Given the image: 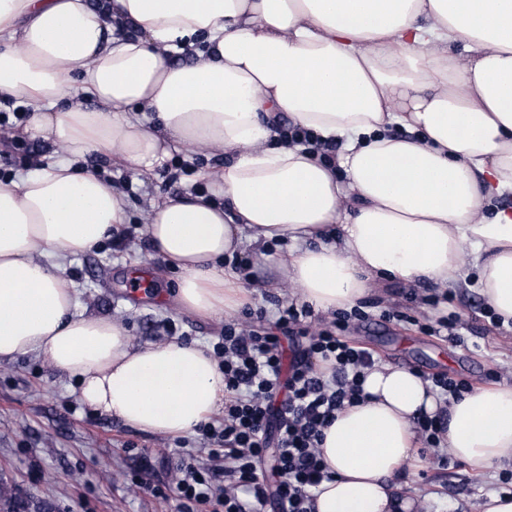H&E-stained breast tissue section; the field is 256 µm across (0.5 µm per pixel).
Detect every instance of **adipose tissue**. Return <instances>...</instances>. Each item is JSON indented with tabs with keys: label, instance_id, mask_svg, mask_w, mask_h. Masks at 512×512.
<instances>
[{
	"label": "adipose tissue",
	"instance_id": "obj_1",
	"mask_svg": "<svg viewBox=\"0 0 512 512\" xmlns=\"http://www.w3.org/2000/svg\"><path fill=\"white\" fill-rule=\"evenodd\" d=\"M183 52L195 63L169 62ZM0 93L30 103L29 139L68 153L0 183V365L42 357L137 431L192 432L223 407L224 375L201 345L137 347L80 309L67 257L126 221L123 194L79 165L93 152L150 173L184 145L223 149L206 192L150 206L147 234L181 270L187 312L246 302L219 261L247 231L293 242L278 265L316 310L353 306L376 277L448 284L472 266L512 321V210L496 204L512 193V0H0ZM277 115L344 139L335 167L267 146ZM395 123L409 137L388 135ZM364 392L324 431L335 478L315 512H408L392 479L416 461L412 420L437 399L388 364ZM444 438L476 474L512 459V386L452 402Z\"/></svg>",
	"mask_w": 512,
	"mask_h": 512
}]
</instances>
